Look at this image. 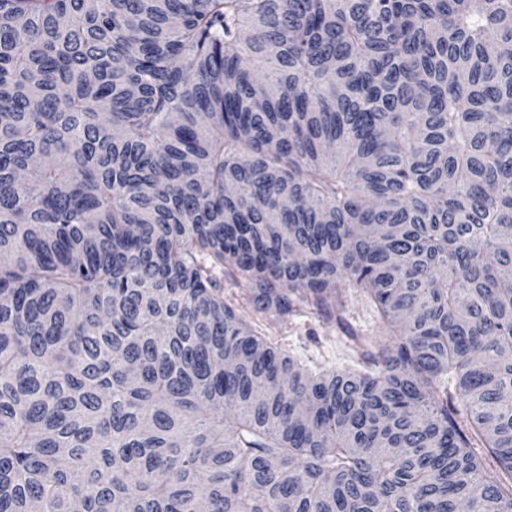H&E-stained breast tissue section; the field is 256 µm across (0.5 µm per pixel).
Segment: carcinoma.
I'll return each mask as SVG.
<instances>
[{
  "mask_svg": "<svg viewBox=\"0 0 512 512\" xmlns=\"http://www.w3.org/2000/svg\"><path fill=\"white\" fill-rule=\"evenodd\" d=\"M509 394L512 0H0V512H512ZM220 281L224 303L239 309L270 343L310 369L361 370L366 366L367 352L389 344L390 336L371 303L352 285L341 288L331 318L303 307L282 322L267 325L246 304L247 288L239 277L224 271Z\"/></svg>",
  "mask_w": 512,
  "mask_h": 512,
  "instance_id": "carcinoma-1",
  "label": "carcinoma"
}]
</instances>
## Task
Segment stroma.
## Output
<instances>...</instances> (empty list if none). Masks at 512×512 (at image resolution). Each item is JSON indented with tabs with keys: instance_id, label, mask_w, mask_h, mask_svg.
I'll return each mask as SVG.
<instances>
[{
	"instance_id": "35a3bbf8",
	"label": "stroma",
	"mask_w": 512,
	"mask_h": 512,
	"mask_svg": "<svg viewBox=\"0 0 512 512\" xmlns=\"http://www.w3.org/2000/svg\"><path fill=\"white\" fill-rule=\"evenodd\" d=\"M220 281L226 304L239 309L270 343L310 369H363L367 352L389 342L371 303L353 286L341 288L332 317L303 307L270 325L247 305V290L239 277L227 273Z\"/></svg>"
}]
</instances>
